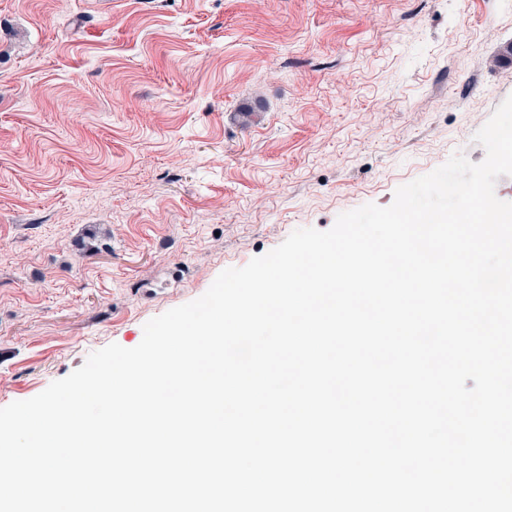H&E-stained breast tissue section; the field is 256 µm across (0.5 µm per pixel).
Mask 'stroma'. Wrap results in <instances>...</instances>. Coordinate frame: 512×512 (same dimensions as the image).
<instances>
[{"instance_id":"1","label":"stroma","mask_w":512,"mask_h":512,"mask_svg":"<svg viewBox=\"0 0 512 512\" xmlns=\"http://www.w3.org/2000/svg\"><path fill=\"white\" fill-rule=\"evenodd\" d=\"M511 96L512 0H0V407Z\"/></svg>"}]
</instances>
